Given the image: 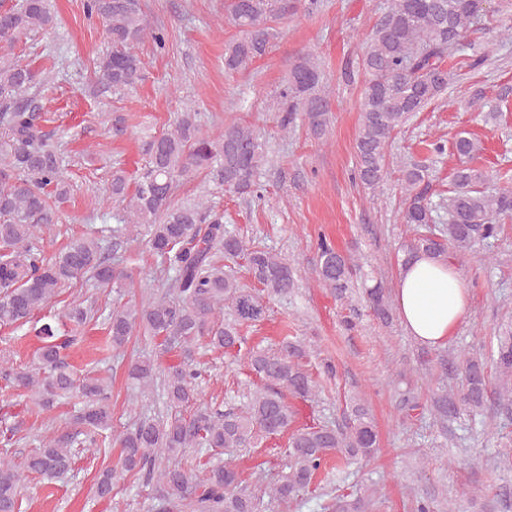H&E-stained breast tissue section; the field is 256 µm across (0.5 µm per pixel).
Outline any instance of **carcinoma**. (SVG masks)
Segmentation results:
<instances>
[{
  "instance_id": "obj_1",
  "label": "carcinoma",
  "mask_w": 512,
  "mask_h": 512,
  "mask_svg": "<svg viewBox=\"0 0 512 512\" xmlns=\"http://www.w3.org/2000/svg\"><path fill=\"white\" fill-rule=\"evenodd\" d=\"M306 0H229L228 21L240 32L224 53V70L249 69L264 56L278 35L276 24L309 10ZM90 17L102 21L112 49L93 72L97 83L120 90L142 79L143 66L136 52L146 37L165 46L161 28H152L140 0H85ZM482 14L475 0H391L373 28L360 58L363 74L360 127L355 145V179L374 191L387 175L386 152L395 132L416 112L424 111L448 89V69L456 54L470 69L487 55L468 40ZM54 24L50 0H0V328H17L47 307L61 289L81 278L96 288H112L128 274L112 265L104 239L83 234L57 253L46 255L38 246L39 225L56 223L59 207L69 194L61 178L60 159L33 107L41 83L40 70L12 53L21 37ZM281 130L301 119L316 138L325 136L331 122L330 98L323 86L317 59L300 55L272 100ZM461 158L472 160L482 152L471 136L455 139ZM148 165L135 178L118 168L112 171V201L125 205L128 223L112 230V238L128 239L146 230L147 244L161 264L176 272L172 292L129 301L112 309L103 325L112 348L124 347L135 326L155 342V351L128 366V378L142 387L163 375L166 415L145 417L134 426L112 425V393L98 378H79L66 362L75 343V328L92 320L79 305L67 308L64 318L74 327L60 330L47 322L36 332L39 367L18 370L0 358V377L13 388L31 393L35 407L47 410L63 398L79 397L84 406L77 422L86 432H112L120 448L117 464L103 470L96 481L101 498L125 475L157 479L163 512H261L263 502L240 490V473L229 464L214 465L204 479L181 465H164L161 455L178 456L188 448L234 453L259 438L290 433L288 472L269 489L270 501L286 505L310 490L328 462L369 459L378 450V434L368 410L352 406V425L345 430L327 425L293 428L295 412L286 395L303 401L317 396V385L302 364L307 346L283 338L279 350L256 347L247 367L264 387L246 396L242 408L222 412L199 406L188 417L184 408L197 394L200 372L191 362L194 347L232 351L243 343L241 327L264 316V298L288 294L295 286L293 269L281 253L250 246L224 230V216L208 202H180L175 190L180 180L210 173L224 190L240 195L254 192L260 171L268 161L265 141L255 131L230 124L213 135L201 128L197 112L187 108L174 128L153 138L146 149ZM403 218L416 226L413 238L401 246L402 263L423 254L447 260L448 252H471L498 239L502 221L512 218V188L492 194L482 190L484 174L471 165L455 170L448 196V223H435L429 167L411 164L402 170ZM243 257L260 292L241 285L224 272V261ZM314 270L317 280L344 298L354 286L360 267L322 239L317 244ZM376 315L386 320L389 311L384 288L377 282L365 289ZM176 349L185 361L161 368L160 358ZM492 359L496 383L490 386L482 359H462V385L456 396L434 400L439 420L455 418L466 409L493 406L512 412V328L497 336ZM70 440L53 439L29 457L26 471L0 463V512H19V493L26 473L56 477L69 472L74 455ZM374 492L365 490L333 499L331 512H372Z\"/></svg>"
}]
</instances>
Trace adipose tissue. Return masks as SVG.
<instances>
[{
    "label": "adipose tissue",
    "instance_id": "ef3b65f1",
    "mask_svg": "<svg viewBox=\"0 0 512 512\" xmlns=\"http://www.w3.org/2000/svg\"><path fill=\"white\" fill-rule=\"evenodd\" d=\"M395 302L405 329L430 347L447 344L469 311L468 291L456 272L424 255L403 266Z\"/></svg>",
    "mask_w": 512,
    "mask_h": 512
}]
</instances>
